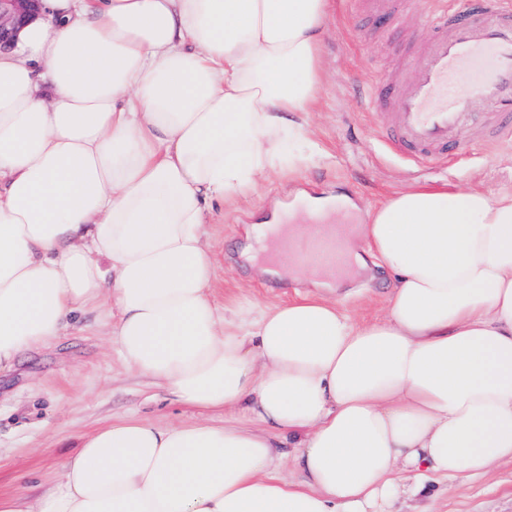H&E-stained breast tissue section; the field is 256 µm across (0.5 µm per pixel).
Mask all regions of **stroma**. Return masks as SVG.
Segmentation results:
<instances>
[{
	"instance_id": "stroma-1",
	"label": "stroma",
	"mask_w": 512,
	"mask_h": 512,
	"mask_svg": "<svg viewBox=\"0 0 512 512\" xmlns=\"http://www.w3.org/2000/svg\"><path fill=\"white\" fill-rule=\"evenodd\" d=\"M428 0L376 11L355 0H333L322 46L326 75L321 112L312 118L316 156L308 168L260 180L247 200L215 203L207 242L217 262L214 298L220 303L269 307L312 288L306 272L273 279L244 251L266 211L288 206L302 193L340 195L365 218L396 191L419 183L496 191L512 188V144L494 145L463 130L466 153L417 165L390 151L382 134L392 115L374 77L397 68L412 40L431 35ZM353 247L364 267L335 281L328 295L355 320L388 312L394 279L365 240ZM132 415L160 424L189 423L194 410L152 380L130 372L106 336L102 320L87 314L76 330L0 376V494L36 498L59 483L60 463L109 419ZM395 512H512V461L488 476L434 483L424 496L402 498Z\"/></svg>"
}]
</instances>
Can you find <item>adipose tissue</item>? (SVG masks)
<instances>
[{"instance_id":"adipose-tissue-1","label":"adipose tissue","mask_w":512,"mask_h":512,"mask_svg":"<svg viewBox=\"0 0 512 512\" xmlns=\"http://www.w3.org/2000/svg\"><path fill=\"white\" fill-rule=\"evenodd\" d=\"M331 11L40 0L0 50V373L94 312L200 415L102 425L0 512H390L512 461V190L416 185L350 229L396 280L384 319L213 298L212 203L312 160ZM237 406L253 425L211 423Z\"/></svg>"}]
</instances>
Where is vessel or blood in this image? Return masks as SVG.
<instances>
[{
  "label": "vessel or blood",
  "instance_id": "obj_1",
  "mask_svg": "<svg viewBox=\"0 0 512 512\" xmlns=\"http://www.w3.org/2000/svg\"><path fill=\"white\" fill-rule=\"evenodd\" d=\"M385 85L395 102L389 144L397 153L442 161L476 99L496 115L484 135L498 143L512 140V0H466L452 10L440 0L434 37L414 43ZM307 246L308 256L344 274V225L328 231L314 225Z\"/></svg>",
  "mask_w": 512,
  "mask_h": 512
}]
</instances>
